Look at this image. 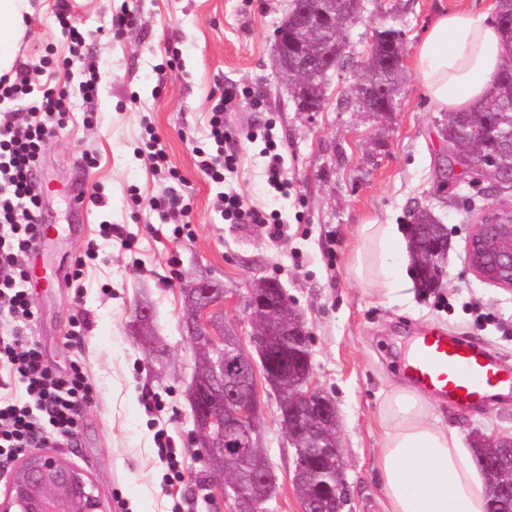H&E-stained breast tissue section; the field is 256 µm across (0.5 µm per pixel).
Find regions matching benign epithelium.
Segmentation results:
<instances>
[{"label": "benign epithelium", "mask_w": 512, "mask_h": 512, "mask_svg": "<svg viewBox=\"0 0 512 512\" xmlns=\"http://www.w3.org/2000/svg\"><path fill=\"white\" fill-rule=\"evenodd\" d=\"M330 0H293L292 10L274 32L273 51L277 71L291 82L293 92L308 84L300 78L306 70L326 72L335 67L336 45L323 43L318 52L306 54L292 33L307 29H330L335 21ZM468 261L485 281L512 288V215L497 208L485 211L473 225L467 240ZM189 296L186 322L190 336L204 346L211 358L195 370L189 388L193 413L195 455L214 467L227 457L251 455L259 439L260 404L257 377L278 392L288 383V368L295 364L304 380L288 398L280 415L288 440L295 449V473L320 468L316 449L324 447L336 456V475L344 477L340 446L322 433L337 428L332 400L312 386L310 333L302 319L286 312L288 297L277 281H267L248 292L246 308L254 326L255 354L246 352L234 333L208 317L224 301V286L200 279L185 288ZM512 437L489 438L481 446L484 459L500 465L499 449L511 448ZM274 469L257 460L251 497L267 503L276 488ZM490 512H512V484L488 478ZM101 502L87 475L60 456L30 450L13 473L8 492L0 501V512H100Z\"/></svg>", "instance_id": "obj_1"}]
</instances>
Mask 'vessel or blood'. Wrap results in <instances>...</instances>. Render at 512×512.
I'll list each match as a JSON object with an SVG mask.
<instances>
[{
	"label": "vessel or blood",
	"instance_id": "1",
	"mask_svg": "<svg viewBox=\"0 0 512 512\" xmlns=\"http://www.w3.org/2000/svg\"><path fill=\"white\" fill-rule=\"evenodd\" d=\"M406 372L415 386L458 409L484 401L491 388L512 390V370L496 353L440 330L423 335Z\"/></svg>",
	"mask_w": 512,
	"mask_h": 512
}]
</instances>
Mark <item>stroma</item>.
<instances>
[{
    "instance_id": "1",
    "label": "stroma",
    "mask_w": 512,
    "mask_h": 512,
    "mask_svg": "<svg viewBox=\"0 0 512 512\" xmlns=\"http://www.w3.org/2000/svg\"><path fill=\"white\" fill-rule=\"evenodd\" d=\"M34 2L18 65L32 84H65L72 97L64 129L47 142L38 164L42 221L52 231L35 264L53 285L29 289L31 333L52 366L64 370L82 362L98 392L75 439L50 444L49 453L88 475L103 512H114L119 499L127 512H231L230 503L189 491L191 480L211 471L190 451L187 391L196 349L183 324V288L202 277L221 281L226 302L218 317L246 343L252 333L247 289L268 278L282 284L302 315L311 336V381L337 409L344 512H382L380 413L389 390L409 382L405 363L413 339L439 329L497 352L512 366V288L482 280L466 251L480 213L489 206L512 209V190L494 194L488 181L447 178L445 116L431 110L413 73H406L388 117L347 104V70L333 72L323 111H297L273 56L274 32L290 0H81L70 9L85 38L75 54L58 22L63 0ZM363 4L361 20L347 34L356 63L376 27L404 30L411 51L441 11L495 9V0ZM123 9L133 24L110 31L111 17ZM93 72L99 89L88 100L79 85ZM230 85L245 91L224 115L239 136L240 163L219 184L198 169L194 149L210 148V111ZM90 112L99 113L98 124L86 123ZM267 126L283 145L284 197L266 182L263 142L246 137ZM153 134L176 178L155 171L147 148ZM228 187L263 211L277 212L285 238H270L259 224L225 220L221 194ZM95 190L103 205L72 207L75 193ZM172 190L189 206L190 235L181 240L151 206ZM419 204L448 228L451 247L440 287L420 288L410 267L391 288L360 281L351 268L360 225L406 231L408 212ZM104 223L121 226L134 250L104 239ZM91 247L98 257L85 267L81 286H74L73 262ZM140 306L150 312L149 325L135 316ZM79 313L88 326L71 342L67 334ZM258 394L260 445L278 475L266 508L301 512L279 394L263 382ZM434 413L467 448L478 433L512 436V396L463 412L438 402ZM161 429L184 473L174 484L158 456L155 434Z\"/></svg>"
}]
</instances>
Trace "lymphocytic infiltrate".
Wrapping results in <instances>:
<instances>
[{"mask_svg":"<svg viewBox=\"0 0 512 512\" xmlns=\"http://www.w3.org/2000/svg\"><path fill=\"white\" fill-rule=\"evenodd\" d=\"M238 95L237 87H226L208 120V137L224 148L223 159L203 147L194 149L200 169L217 182L238 169L239 156L229 147L233 136L224 124ZM69 96L64 86L35 92L22 70L11 81L0 77V104L13 105L0 119V463L24 449L72 439L82 411L96 400L85 367L55 369L29 336L34 311L23 287L25 262L40 232L42 200L33 188L38 161L46 142L63 127ZM222 203L232 223L264 224L273 237L281 236L277 215L250 205L237 191L225 192ZM15 380L24 386L23 397L8 394Z\"/></svg>","mask_w":512,"mask_h":512,"instance_id":"1","label":"lymphocytic infiltrate"}]
</instances>
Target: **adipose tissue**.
<instances>
[{"instance_id":"adipose-tissue-1","label":"adipose tissue","mask_w":512,"mask_h":512,"mask_svg":"<svg viewBox=\"0 0 512 512\" xmlns=\"http://www.w3.org/2000/svg\"><path fill=\"white\" fill-rule=\"evenodd\" d=\"M33 0H0V76L11 73L27 32ZM501 34L488 14L440 13L416 45L411 68L433 111L464 112L490 92L502 64ZM353 271L391 285L402 273L408 245L391 224H364ZM377 459L384 512H487L486 477L455 430L438 426L430 402L399 388L381 412Z\"/></svg>"}]
</instances>
